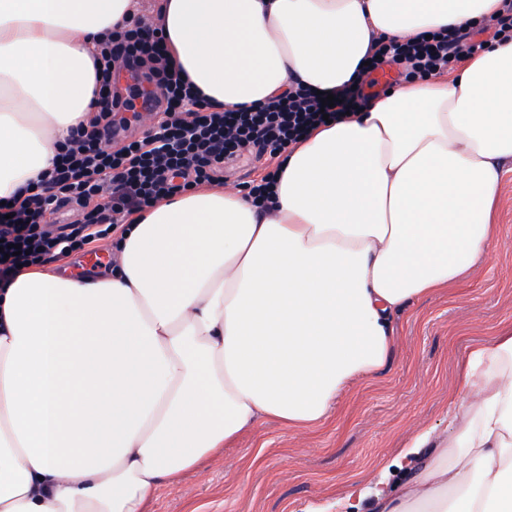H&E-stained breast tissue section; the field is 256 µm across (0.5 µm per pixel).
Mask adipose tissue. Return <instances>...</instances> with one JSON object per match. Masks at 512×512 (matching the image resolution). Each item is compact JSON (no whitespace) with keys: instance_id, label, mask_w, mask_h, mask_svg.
Instances as JSON below:
<instances>
[{"instance_id":"adipose-tissue-1","label":"adipose tissue","mask_w":512,"mask_h":512,"mask_svg":"<svg viewBox=\"0 0 512 512\" xmlns=\"http://www.w3.org/2000/svg\"><path fill=\"white\" fill-rule=\"evenodd\" d=\"M500 0H157L175 65L216 107L336 93L373 38ZM139 0H0V202L93 111L92 55ZM265 206L203 185L136 217L116 267L0 285V512H147L162 481L273 417L302 431L375 373L394 313L462 282L500 236L512 40L311 130ZM452 438L419 433L373 512H512V331L463 360ZM434 448L424 458L420 449Z\"/></svg>"}]
</instances>
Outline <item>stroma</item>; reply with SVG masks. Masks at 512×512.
Here are the masks:
<instances>
[{
    "mask_svg": "<svg viewBox=\"0 0 512 512\" xmlns=\"http://www.w3.org/2000/svg\"><path fill=\"white\" fill-rule=\"evenodd\" d=\"M500 241L460 284L395 314L397 344L374 374L344 390L323 423L296 434L269 419L204 464V479L164 481L149 512H369L381 476L424 430L450 437L468 351L512 327V170L499 191Z\"/></svg>",
    "mask_w": 512,
    "mask_h": 512,
    "instance_id": "1",
    "label": "stroma"
}]
</instances>
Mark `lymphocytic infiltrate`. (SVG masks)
Returning <instances> with one entry per match:
<instances>
[{
  "label": "lymphocytic infiltrate",
  "mask_w": 512,
  "mask_h": 512,
  "mask_svg": "<svg viewBox=\"0 0 512 512\" xmlns=\"http://www.w3.org/2000/svg\"><path fill=\"white\" fill-rule=\"evenodd\" d=\"M483 48L467 23L413 42H383L361 77L337 91L333 107L323 108L320 96L300 86L255 107L224 111L202 99L173 66L163 33L133 17L106 35L94 57L99 111L61 145L56 164L30 194L0 207V245L20 249L16 255L0 252V282L19 267L109 238L133 214L175 195L223 184L236 162L280 154L325 119L366 108L372 96L363 78L381 64L398 65L409 82L451 70ZM119 65L158 118L153 129L122 143L114 140L116 115L130 103L113 80ZM66 206L74 208V220L47 227V212Z\"/></svg>",
  "instance_id": "obj_1"
}]
</instances>
